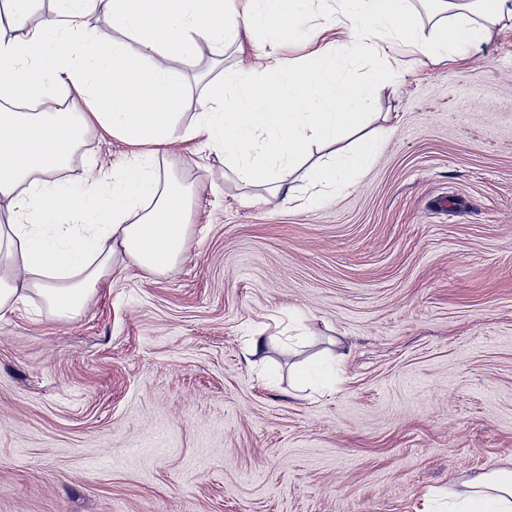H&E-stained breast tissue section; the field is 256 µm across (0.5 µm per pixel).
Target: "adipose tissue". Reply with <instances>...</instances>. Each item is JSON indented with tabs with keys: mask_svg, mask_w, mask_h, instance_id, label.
I'll return each instance as SVG.
<instances>
[{
	"mask_svg": "<svg viewBox=\"0 0 512 512\" xmlns=\"http://www.w3.org/2000/svg\"><path fill=\"white\" fill-rule=\"evenodd\" d=\"M53 0L49 17L27 26L32 0H8L14 34L0 38V312L27 294L69 323L112 272L127 262L152 275L173 271L184 252L188 198L170 180L161 156L178 141L205 136L224 152L242 183L290 193L288 174L311 146L335 145L308 170L311 201L353 184L388 135L364 136L374 96L339 60L376 58L383 76L400 64L398 45L440 59L482 42L508 0H327L337 28L361 25L363 38L324 49L302 62L275 60L244 72L225 70L207 85L206 112L180 127L179 112L201 48L226 47L257 30L299 33L295 19L315 0ZM106 30L82 25L91 12ZM180 69L170 67V60ZM77 91L82 112H39L56 91ZM137 151L112 173L80 186L58 179L92 126ZM356 144L348 150L339 144ZM451 512H512V472L492 468L450 495Z\"/></svg>",
	"mask_w": 512,
	"mask_h": 512,
	"instance_id": "1",
	"label": "adipose tissue"
}]
</instances>
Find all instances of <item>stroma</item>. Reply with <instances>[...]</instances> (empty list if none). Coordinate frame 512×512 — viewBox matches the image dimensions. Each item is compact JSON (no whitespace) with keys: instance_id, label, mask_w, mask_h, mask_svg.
<instances>
[{"instance_id":"35a3bbf8","label":"stroma","mask_w":512,"mask_h":512,"mask_svg":"<svg viewBox=\"0 0 512 512\" xmlns=\"http://www.w3.org/2000/svg\"><path fill=\"white\" fill-rule=\"evenodd\" d=\"M202 50L206 81L341 44L329 24ZM372 86L392 127L358 184L305 202L226 178L205 136L172 145L193 195L176 269L120 266L75 321L38 296L0 317V512H439L449 480L512 471V19L441 63ZM130 144L90 129L61 177L111 171ZM293 350L244 351L270 318ZM343 354L335 391L297 371Z\"/></svg>"}]
</instances>
